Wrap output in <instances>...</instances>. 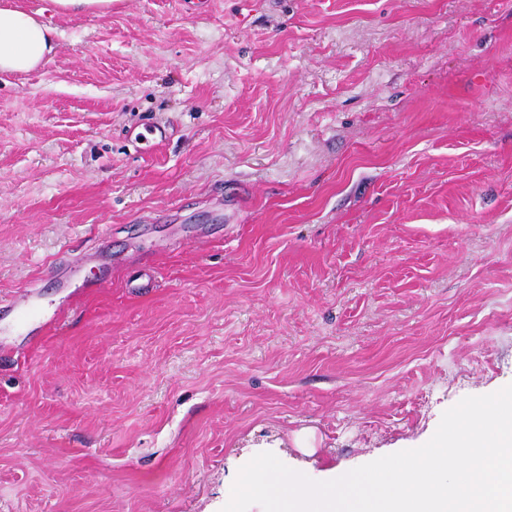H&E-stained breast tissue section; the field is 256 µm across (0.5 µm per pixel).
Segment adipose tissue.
Listing matches in <instances>:
<instances>
[{"label": "adipose tissue", "mask_w": 512, "mask_h": 512, "mask_svg": "<svg viewBox=\"0 0 512 512\" xmlns=\"http://www.w3.org/2000/svg\"><path fill=\"white\" fill-rule=\"evenodd\" d=\"M55 34L39 12L18 2L0 7V74L25 73L50 61L57 50Z\"/></svg>", "instance_id": "obj_1"}]
</instances>
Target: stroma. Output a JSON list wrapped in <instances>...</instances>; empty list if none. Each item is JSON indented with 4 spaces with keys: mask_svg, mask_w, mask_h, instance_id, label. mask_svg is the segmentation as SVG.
Returning <instances> with one entry per match:
<instances>
[{
    "mask_svg": "<svg viewBox=\"0 0 512 512\" xmlns=\"http://www.w3.org/2000/svg\"><path fill=\"white\" fill-rule=\"evenodd\" d=\"M24 3L0 298L64 315L0 347V512H221L512 384V0ZM114 1V0H113ZM112 0H52L61 15L93 14L105 16L112 10ZM40 17L19 3L0 7V74L29 72L55 55L56 30Z\"/></svg>",
    "mask_w": 512,
    "mask_h": 512,
    "instance_id": "35a3bbf8",
    "label": "stroma"
}]
</instances>
